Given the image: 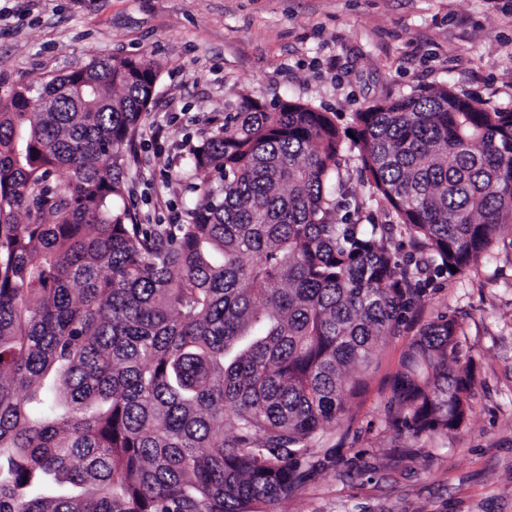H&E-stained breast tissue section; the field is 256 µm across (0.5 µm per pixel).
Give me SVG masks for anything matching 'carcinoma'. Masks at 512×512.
<instances>
[{"mask_svg": "<svg viewBox=\"0 0 512 512\" xmlns=\"http://www.w3.org/2000/svg\"><path fill=\"white\" fill-rule=\"evenodd\" d=\"M158 73L115 56L0 97V512H270L396 336L385 422L446 435L470 415L473 360L454 317L417 320L418 274L512 237V111L441 85L346 131L244 97L186 145L183 222L143 224L126 175ZM372 201L387 223L357 218Z\"/></svg>", "mask_w": 512, "mask_h": 512, "instance_id": "obj_1", "label": "carcinoma"}]
</instances>
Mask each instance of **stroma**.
I'll use <instances>...</instances> for the list:
<instances>
[{
  "mask_svg": "<svg viewBox=\"0 0 512 512\" xmlns=\"http://www.w3.org/2000/svg\"><path fill=\"white\" fill-rule=\"evenodd\" d=\"M143 52L160 74L128 194L165 224L192 197L186 134L214 133L242 94L301 99L343 128L367 101L439 84L512 110V0H0L2 97ZM425 288L421 319L454 316L476 363L467 422L420 436L386 425L408 342L391 339L348 438L327 427L323 471L273 512H512V241Z\"/></svg>",
  "mask_w": 512,
  "mask_h": 512,
  "instance_id": "obj_1",
  "label": "stroma"
}]
</instances>
